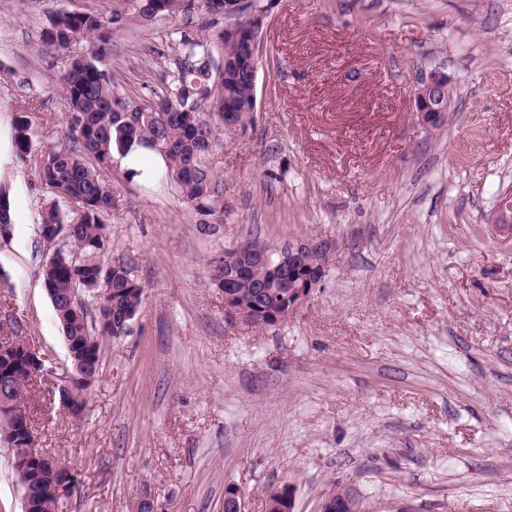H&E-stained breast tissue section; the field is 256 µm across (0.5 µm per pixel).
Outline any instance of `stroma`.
Returning <instances> with one entry per match:
<instances>
[{
	"instance_id": "obj_1",
	"label": "stroma",
	"mask_w": 512,
	"mask_h": 512,
	"mask_svg": "<svg viewBox=\"0 0 512 512\" xmlns=\"http://www.w3.org/2000/svg\"><path fill=\"white\" fill-rule=\"evenodd\" d=\"M53 10L128 12V0H0V116L32 123L33 156L0 164L11 233L0 308L39 349L48 385L71 365L40 277L49 197L34 158L66 134L65 60L38 35ZM159 18L114 34L119 89L148 97L172 65ZM257 110L212 167L224 221L197 224L171 186L107 173L116 209L107 262L144 303L102 342L81 418L35 392L39 447L66 459L69 512H246L297 489L319 512L336 485L364 512H512V232L490 221L512 189V0H271ZM445 73L453 106L420 125L413 93ZM332 242L329 275L283 325L224 313L210 260L243 238Z\"/></svg>"
}]
</instances>
